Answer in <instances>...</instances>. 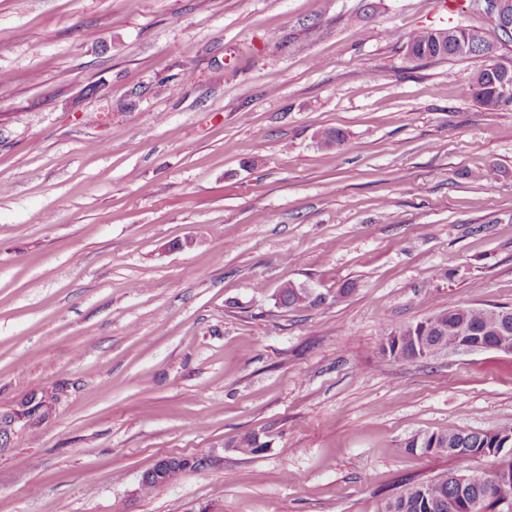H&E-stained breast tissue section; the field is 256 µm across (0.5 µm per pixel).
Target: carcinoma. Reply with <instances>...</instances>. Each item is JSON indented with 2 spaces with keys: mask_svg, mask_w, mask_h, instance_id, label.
Wrapping results in <instances>:
<instances>
[{
  "mask_svg": "<svg viewBox=\"0 0 512 512\" xmlns=\"http://www.w3.org/2000/svg\"><path fill=\"white\" fill-rule=\"evenodd\" d=\"M488 26L499 40L512 42V32L505 29L502 17L493 8H486ZM452 41L448 51L438 50L429 32L413 34L406 46L418 54L431 58L482 57V45L490 42L483 30L457 28L451 30ZM505 63L488 61L474 76L472 89L481 106L488 111L503 109L495 98V79L498 67ZM389 335L426 336V344L442 346L448 337L464 333H475L487 344L504 331L512 333V315L503 313V308L494 305L471 308H450L442 310L415 325L395 328L386 326ZM61 400L58 390L44 391L42 395L32 394L22 401L25 407L23 425L30 429L38 427L51 415ZM512 448V424L507 423L487 431L452 430L442 433L425 434L407 444L427 454L450 457L455 461L451 471H443L428 481H411L402 484L399 490L386 502L384 512H499V499L494 491L498 471L489 472L474 465L481 458L502 461V447ZM479 504L476 511L470 509Z\"/></svg>",
  "mask_w": 512,
  "mask_h": 512,
  "instance_id": "obj_1",
  "label": "carcinoma"
}]
</instances>
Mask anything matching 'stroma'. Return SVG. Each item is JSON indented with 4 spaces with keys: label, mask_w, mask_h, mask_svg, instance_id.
Masks as SVG:
<instances>
[{
    "label": "stroma",
    "mask_w": 512,
    "mask_h": 512,
    "mask_svg": "<svg viewBox=\"0 0 512 512\" xmlns=\"http://www.w3.org/2000/svg\"><path fill=\"white\" fill-rule=\"evenodd\" d=\"M485 9L0 0V418L64 391L0 447V512H382L454 466L414 435L512 423V354L380 353L512 308V107L483 58L406 55ZM505 65H509L512 68V64H505L503 62H496L489 59L488 63L482 66L474 76L472 89L477 101L485 108V110L497 111L504 107L512 106V101L511 105H498L494 96L496 91L495 79L498 78L499 74L497 68ZM41 397L33 393L26 400H22V407H26L22 415L26 418L23 425L30 429L38 427L51 415L55 405L61 400V395L57 389L41 392Z\"/></svg>",
    "instance_id": "stroma-1"
}]
</instances>
